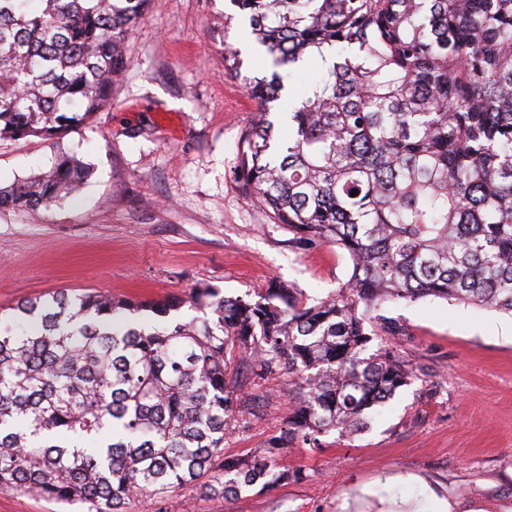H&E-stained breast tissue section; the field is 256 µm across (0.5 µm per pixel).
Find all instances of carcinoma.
I'll list each match as a JSON object with an SVG mask.
<instances>
[{
    "label": "carcinoma",
    "instance_id": "obj_1",
    "mask_svg": "<svg viewBox=\"0 0 512 512\" xmlns=\"http://www.w3.org/2000/svg\"><path fill=\"white\" fill-rule=\"evenodd\" d=\"M0 0V140H60L112 104L148 0ZM277 71L241 76L260 119L237 175L300 249L351 274L314 303L196 287L189 300L63 290L0 318V493L124 512L202 482L228 498L298 481L300 441L355 435L420 378L384 307L426 297L512 313V0H231ZM318 71L283 104L278 69ZM293 137L279 141L275 104ZM88 164L0 185V209L78 193ZM188 305L198 315L170 318ZM289 378L291 412L250 459L224 455L252 389Z\"/></svg>",
    "mask_w": 512,
    "mask_h": 512
}]
</instances>
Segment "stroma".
I'll return each instance as SVG.
<instances>
[{
	"instance_id": "obj_1",
	"label": "stroma",
	"mask_w": 512,
	"mask_h": 512,
	"mask_svg": "<svg viewBox=\"0 0 512 512\" xmlns=\"http://www.w3.org/2000/svg\"><path fill=\"white\" fill-rule=\"evenodd\" d=\"M128 46L139 64L93 124L58 142L0 141L4 185L48 169L62 149L93 170L77 197L0 210V314L62 289L157 300L198 285L228 297L278 284L308 300L335 291L347 256L293 247L235 175L255 109L242 79L271 71L247 21L229 0H149ZM228 46L241 77L224 73ZM387 314L389 344L425 377L375 407L365 431L286 449L304 480L227 499L187 486L159 512H512V315L432 297ZM287 382L255 389L250 424L225 435V455L248 457L279 433Z\"/></svg>"
}]
</instances>
